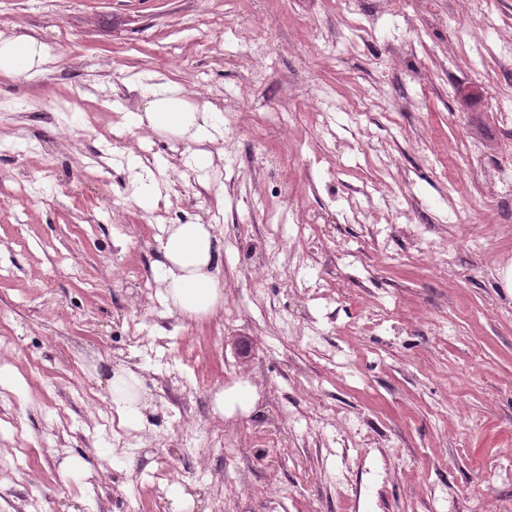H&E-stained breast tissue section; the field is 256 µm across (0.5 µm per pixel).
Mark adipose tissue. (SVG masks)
Instances as JSON below:
<instances>
[{
	"mask_svg": "<svg viewBox=\"0 0 512 512\" xmlns=\"http://www.w3.org/2000/svg\"><path fill=\"white\" fill-rule=\"evenodd\" d=\"M43 58L31 41L6 39L0 41V74L21 76L33 74ZM151 95L148 111L127 116L130 125L149 126L156 130H170L195 143L183 160L184 167L205 170L211 164L202 143L215 141L224 126L221 112H193L182 107L172 89L165 84H144ZM210 224H173L161 239V255L152 264L155 279L165 284L170 311L185 319H198L215 313L220 299L219 284L223 265L217 247L218 241ZM138 378L133 371L112 378V404L127 427L136 429L143 423L139 400L134 393Z\"/></svg>",
	"mask_w": 512,
	"mask_h": 512,
	"instance_id": "ef3b65f1",
	"label": "adipose tissue"
}]
</instances>
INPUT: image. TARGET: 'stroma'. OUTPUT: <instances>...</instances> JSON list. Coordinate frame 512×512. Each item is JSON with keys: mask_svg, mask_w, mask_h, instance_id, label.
Returning <instances> with one entry per match:
<instances>
[{"mask_svg": "<svg viewBox=\"0 0 512 512\" xmlns=\"http://www.w3.org/2000/svg\"><path fill=\"white\" fill-rule=\"evenodd\" d=\"M487 2L500 31L466 0H0L45 51L0 75V512H171L174 483L191 512H512V0ZM147 73L223 112L207 179L127 125ZM169 223L217 226L214 316L168 310ZM239 384L255 410L215 414ZM129 162L132 167L139 168L142 171L140 179L134 185L133 199L144 208L155 207L160 199V191L152 167L139 157H130ZM124 373L112 377L110 397L119 418L127 427L137 429L143 424L141 406L133 392L134 384L138 382V378L130 369L124 370Z\"/></svg>", "mask_w": 512, "mask_h": 512, "instance_id": "1", "label": "stroma"}]
</instances>
